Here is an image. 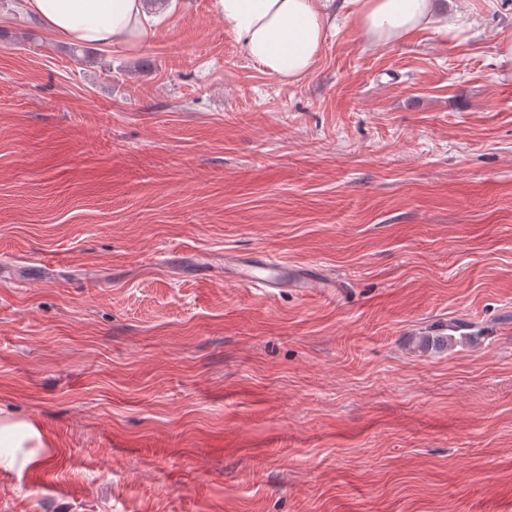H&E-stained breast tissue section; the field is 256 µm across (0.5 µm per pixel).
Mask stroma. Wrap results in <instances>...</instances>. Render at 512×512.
<instances>
[{"label":"stroma","mask_w":512,"mask_h":512,"mask_svg":"<svg viewBox=\"0 0 512 512\" xmlns=\"http://www.w3.org/2000/svg\"><path fill=\"white\" fill-rule=\"evenodd\" d=\"M469 12L288 83L215 0L77 58L0 0V512H512V0ZM265 253L344 286L224 272ZM38 436V431L31 424L0 419V444H2L3 438L16 437L23 441L25 439L38 438Z\"/></svg>","instance_id":"obj_1"}]
</instances>
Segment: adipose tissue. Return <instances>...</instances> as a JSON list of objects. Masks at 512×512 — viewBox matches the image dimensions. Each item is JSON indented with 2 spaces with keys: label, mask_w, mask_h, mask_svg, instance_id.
I'll list each match as a JSON object with an SVG mask.
<instances>
[{
  "label": "adipose tissue",
  "mask_w": 512,
  "mask_h": 512,
  "mask_svg": "<svg viewBox=\"0 0 512 512\" xmlns=\"http://www.w3.org/2000/svg\"><path fill=\"white\" fill-rule=\"evenodd\" d=\"M354 20L371 42L393 44L417 30L457 29L465 12L448 0H352ZM53 34L75 43L138 49L149 28L143 0H24ZM341 0H216L218 14L243 54L270 75L307 76L342 13Z\"/></svg>",
  "instance_id": "adipose-tissue-1"
}]
</instances>
